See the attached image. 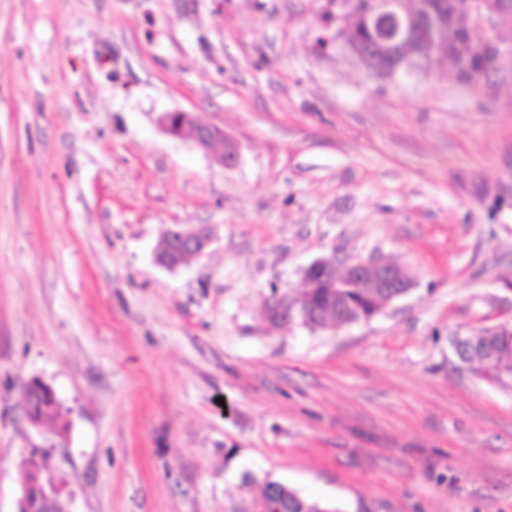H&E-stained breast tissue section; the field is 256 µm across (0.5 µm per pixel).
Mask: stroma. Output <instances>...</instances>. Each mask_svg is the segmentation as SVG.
I'll return each mask as SVG.
<instances>
[{"mask_svg": "<svg viewBox=\"0 0 512 512\" xmlns=\"http://www.w3.org/2000/svg\"><path fill=\"white\" fill-rule=\"evenodd\" d=\"M327 0H0V512L30 452L70 512H512V384L453 341L512 317V68L379 80ZM191 113L218 163L165 133ZM208 225L170 269L172 225ZM339 253L412 290L335 331L270 322ZM60 404L32 427L21 385ZM336 8V12L333 10ZM356 0H333L330 2L328 15L323 20V33L318 37L315 48L319 52H325L334 40V34L330 32L333 23H336V40L339 37L338 31L344 16L356 10ZM161 123L164 130L175 137H181L187 134L195 145L204 152H213V144L217 139H224V131L218 127L202 124L187 112L166 113ZM187 129H191L189 133ZM212 241L210 229L206 225L184 227L177 225L169 229L156 247V261L167 267H176L180 263H170L173 254L182 253V262L187 259L184 253L193 256L202 255ZM162 257L163 262L159 259ZM262 496L266 500V512H339L327 501L304 497L278 482H269Z\"/></svg>", "mask_w": 512, "mask_h": 512, "instance_id": "1", "label": "stroma"}]
</instances>
